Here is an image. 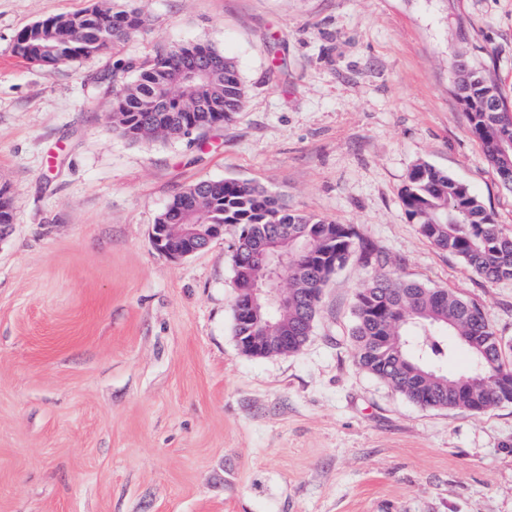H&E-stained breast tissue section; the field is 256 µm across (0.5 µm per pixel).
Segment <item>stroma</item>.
I'll use <instances>...</instances> for the list:
<instances>
[{"mask_svg": "<svg viewBox=\"0 0 512 512\" xmlns=\"http://www.w3.org/2000/svg\"><path fill=\"white\" fill-rule=\"evenodd\" d=\"M119 3L0 0V512H512V403L424 408L356 365L358 257L301 351L254 358L233 332V227L178 261L150 241L189 185L256 183L476 303L512 360V282L436 249L401 200L425 162L512 232L453 69L512 106V0H131L146 23L106 53L15 51L43 18ZM192 43L236 63L243 112L167 142L113 132L97 78Z\"/></svg>", "mask_w": 512, "mask_h": 512, "instance_id": "35a3bbf8", "label": "stroma"}]
</instances>
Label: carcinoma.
I'll return each instance as SVG.
<instances>
[{"instance_id": "carcinoma-1", "label": "carcinoma", "mask_w": 512, "mask_h": 512, "mask_svg": "<svg viewBox=\"0 0 512 512\" xmlns=\"http://www.w3.org/2000/svg\"><path fill=\"white\" fill-rule=\"evenodd\" d=\"M145 19L136 8L91 10L49 16L22 29L16 42L20 55L41 63L50 53L59 64L100 52L138 32ZM215 66L211 80L195 91L203 105L184 110L187 102L177 83L184 61ZM133 71L130 81L121 72ZM459 99L470 131L479 140L500 181L512 185V153L499 149L512 135L489 104L507 107L500 89L455 64ZM244 91L236 63L201 43L173 47L154 59L112 64V128L131 141L176 140L193 131L221 126L243 110ZM409 220L435 247L464 260L485 281H512V234H507L464 183L426 163L413 168L402 190ZM231 224L237 229L232 255L237 295L233 305L234 335L248 339L246 353L261 358L295 354L308 342L320 311L324 287L350 257L378 267L357 294L351 334L358 366L386 386L425 408L456 409L482 414L512 402V361L477 304L446 288L397 278L386 261L361 245L352 224H335L291 208L279 194L237 179L201 181L176 195L155 219L174 224ZM13 223L9 190L0 188V227ZM263 244L288 258L277 282L272 272L251 258ZM280 285L288 302L269 305L251 289ZM452 336L470 355L480 357L479 372L468 368L450 375L443 366L454 358Z\"/></svg>"}]
</instances>
